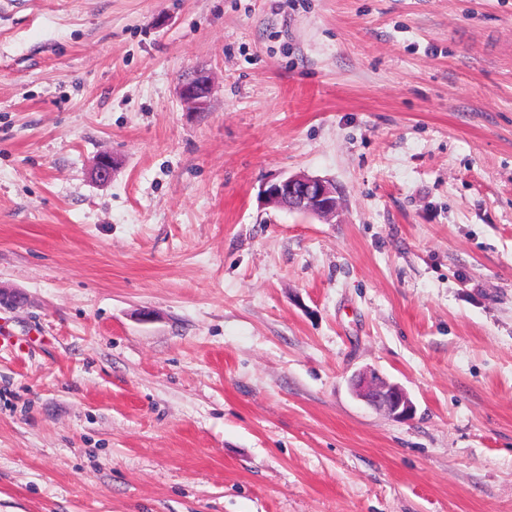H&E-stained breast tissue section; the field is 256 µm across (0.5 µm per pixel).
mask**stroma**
Returning <instances> with one entry per match:
<instances>
[{
    "label": "stroma",
    "instance_id": "stroma-1",
    "mask_svg": "<svg viewBox=\"0 0 512 512\" xmlns=\"http://www.w3.org/2000/svg\"><path fill=\"white\" fill-rule=\"evenodd\" d=\"M0 512H512V0H0ZM212 80L204 70L194 71L183 80L179 87L182 105L188 112H198L205 108L211 92ZM261 194L269 204L279 203L291 211L321 218L336 213V195L340 190L328 181L294 174L262 184ZM353 392L365 404L392 419L407 420L414 413V404L407 391L400 384L390 382L375 372L357 377Z\"/></svg>",
    "mask_w": 512,
    "mask_h": 512
}]
</instances>
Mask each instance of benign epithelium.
I'll return each instance as SVG.
<instances>
[{"instance_id": "7a95c632", "label": "benign epithelium", "mask_w": 512, "mask_h": 512, "mask_svg": "<svg viewBox=\"0 0 512 512\" xmlns=\"http://www.w3.org/2000/svg\"><path fill=\"white\" fill-rule=\"evenodd\" d=\"M212 80L208 72L197 70L183 80L179 87L182 105L189 112L205 108L211 92ZM116 162L112 156H98L92 166L95 179L109 181ZM261 194L270 204L279 203L291 211L327 218L336 213L339 189L328 181L294 174L262 184ZM355 396L365 404L384 412L397 420H407L414 413V404L407 391L398 383L391 382L375 372L363 374L353 383Z\"/></svg>"}]
</instances>
